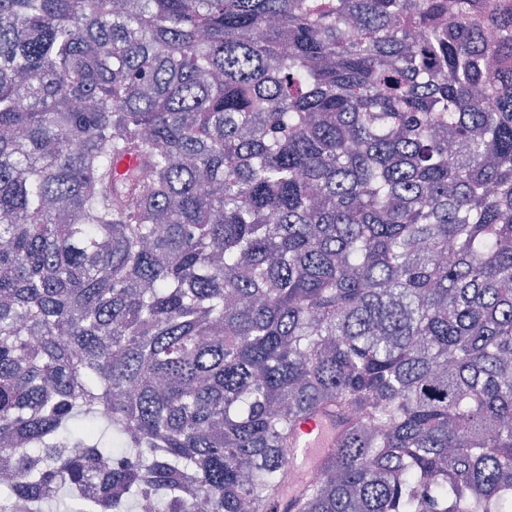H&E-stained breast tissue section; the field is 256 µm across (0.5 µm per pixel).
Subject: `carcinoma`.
Here are the masks:
<instances>
[{"instance_id":"cac0c4a2","label":"carcinoma","mask_w":512,"mask_h":512,"mask_svg":"<svg viewBox=\"0 0 512 512\" xmlns=\"http://www.w3.org/2000/svg\"><path fill=\"white\" fill-rule=\"evenodd\" d=\"M0 455V512H512V9L0 0ZM333 430L323 419L313 417L306 419L299 426L296 443V456H301L305 463L313 464L324 448L330 446Z\"/></svg>"}]
</instances>
